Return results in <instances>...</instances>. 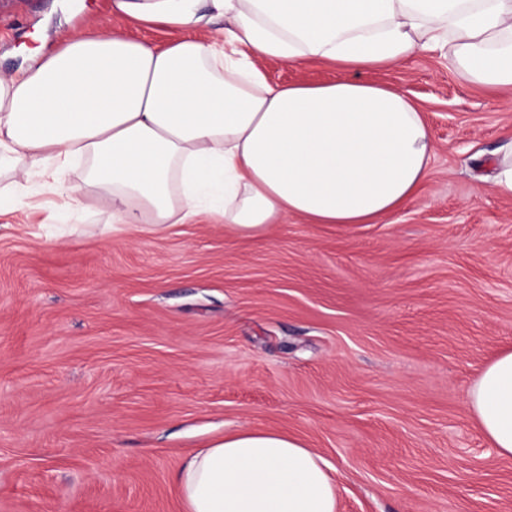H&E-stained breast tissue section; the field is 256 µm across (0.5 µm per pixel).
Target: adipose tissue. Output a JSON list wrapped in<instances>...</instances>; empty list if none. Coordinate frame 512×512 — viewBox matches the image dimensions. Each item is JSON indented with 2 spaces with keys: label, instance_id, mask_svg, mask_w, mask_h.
<instances>
[{
  "label": "adipose tissue",
  "instance_id": "adipose-tissue-1",
  "mask_svg": "<svg viewBox=\"0 0 512 512\" xmlns=\"http://www.w3.org/2000/svg\"><path fill=\"white\" fill-rule=\"evenodd\" d=\"M112 12L168 37L134 40L105 20L0 75V168L20 173L0 214L51 192L61 220L84 210L89 186L116 231L200 216L243 237L291 215L370 224L415 197L434 149L406 95L362 72L444 49L468 82L512 85V0H112ZM261 57L352 76L275 86ZM466 403L512 460L511 350ZM173 480L183 512H336L335 468L280 431L227 434L186 454Z\"/></svg>",
  "mask_w": 512,
  "mask_h": 512
}]
</instances>
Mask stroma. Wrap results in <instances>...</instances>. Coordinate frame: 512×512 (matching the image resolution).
Instances as JSON below:
<instances>
[{
	"label": "stroma",
	"instance_id": "stroma-1",
	"mask_svg": "<svg viewBox=\"0 0 512 512\" xmlns=\"http://www.w3.org/2000/svg\"><path fill=\"white\" fill-rule=\"evenodd\" d=\"M105 18L167 37L111 0H0V73ZM259 65L274 85L348 76ZM362 78L405 93L434 145L417 196L374 223L116 232L94 193L65 232L51 195L0 217V512H183L185 453L241 428L337 468L336 512H512V461L465 406L512 349V195L490 180L512 87L468 83L444 51Z\"/></svg>",
	"mask_w": 512,
	"mask_h": 512
}]
</instances>
